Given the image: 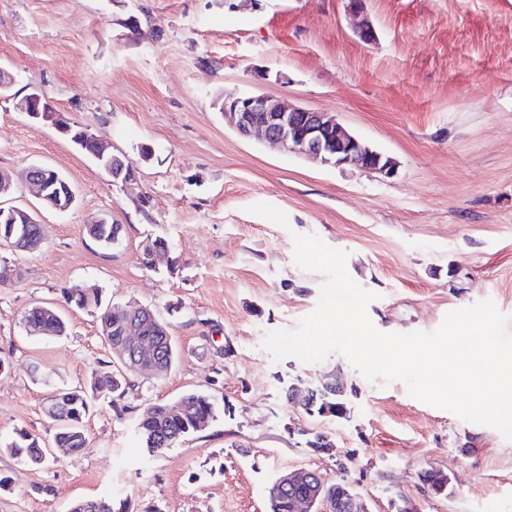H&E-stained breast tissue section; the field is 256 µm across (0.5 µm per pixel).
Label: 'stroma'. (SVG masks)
<instances>
[{
    "label": "stroma",
    "instance_id": "35a3bbf8",
    "mask_svg": "<svg viewBox=\"0 0 512 512\" xmlns=\"http://www.w3.org/2000/svg\"><path fill=\"white\" fill-rule=\"evenodd\" d=\"M0 0V171L41 164L75 195L60 212L24 182L5 197L34 213L37 251L0 244L19 278L0 288V512H68L108 496L116 512H269L268 489L305 468L347 477L369 512H512V441L368 382L342 355L273 361L266 336L296 329L325 281L294 261L295 236L347 252V272L377 293L385 333L436 330L444 315L492 300L512 331V0ZM368 22L372 39L359 37ZM138 167L113 183L53 127L19 112L31 89ZM282 98L335 116L391 156L394 177L317 163L242 138L218 102ZM122 227L103 248L86 224ZM168 247L142 263L154 240ZM98 286L107 302L157 311L178 353L143 372L119 403L92 398L86 448L32 466L5 452L17 431L51 443L43 407L60 387L112 370L95 314L63 291ZM45 303L66 336L33 338L23 316ZM342 386L344 418L306 414L289 386ZM189 391L215 417L160 456L136 427L148 407ZM328 436L330 450L310 445ZM438 470L446 493L425 489Z\"/></svg>",
    "mask_w": 512,
    "mask_h": 512
}]
</instances>
